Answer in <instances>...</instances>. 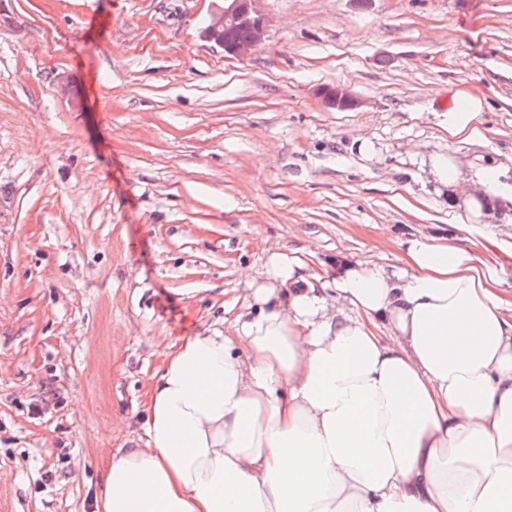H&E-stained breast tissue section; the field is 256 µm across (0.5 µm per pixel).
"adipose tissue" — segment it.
<instances>
[{
  "label": "adipose tissue",
  "mask_w": 512,
  "mask_h": 512,
  "mask_svg": "<svg viewBox=\"0 0 512 512\" xmlns=\"http://www.w3.org/2000/svg\"><path fill=\"white\" fill-rule=\"evenodd\" d=\"M398 246L326 277L269 248L230 328L165 352L103 512H512V295L456 237Z\"/></svg>",
  "instance_id": "ef3b65f1"
}]
</instances>
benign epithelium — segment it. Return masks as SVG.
Masks as SVG:
<instances>
[{
    "instance_id": "7a95c632",
    "label": "benign epithelium",
    "mask_w": 512,
    "mask_h": 512,
    "mask_svg": "<svg viewBox=\"0 0 512 512\" xmlns=\"http://www.w3.org/2000/svg\"><path fill=\"white\" fill-rule=\"evenodd\" d=\"M261 0H224L209 23L201 31V37L224 51V57L241 59L269 38L271 20L260 8ZM236 26H247L251 37L245 41L229 42L227 34ZM317 95L331 101L340 109H353L359 100L341 86L326 85L317 89Z\"/></svg>"
}]
</instances>
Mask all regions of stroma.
<instances>
[{
    "instance_id": "1",
    "label": "stroma",
    "mask_w": 512,
    "mask_h": 512,
    "mask_svg": "<svg viewBox=\"0 0 512 512\" xmlns=\"http://www.w3.org/2000/svg\"><path fill=\"white\" fill-rule=\"evenodd\" d=\"M221 3L0 0V512H102L166 344L233 320L269 246L320 273L455 224L512 247V197L472 216L428 162L512 184V0H263L243 60L200 37ZM317 95L325 100H330L337 108L340 109H353L360 104L356 97L341 86H322L317 89ZM454 97L458 104L448 112H442L441 125L452 137L472 134L476 131L481 112H484L485 99L472 91L458 92Z\"/></svg>"
}]
</instances>
